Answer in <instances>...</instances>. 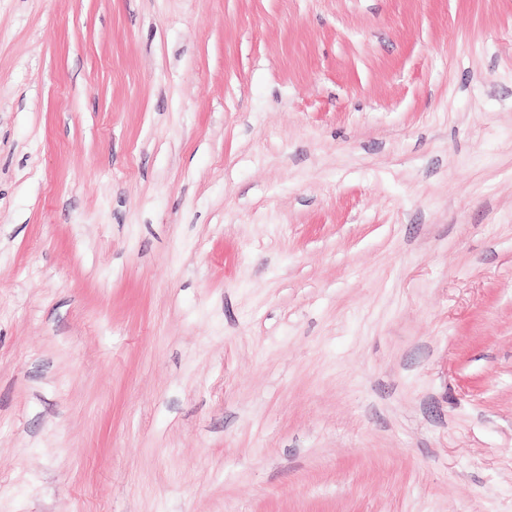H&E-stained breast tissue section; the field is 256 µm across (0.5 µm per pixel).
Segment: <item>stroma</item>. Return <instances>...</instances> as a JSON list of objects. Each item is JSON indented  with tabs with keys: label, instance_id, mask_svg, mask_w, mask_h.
<instances>
[{
	"label": "stroma",
	"instance_id": "1",
	"mask_svg": "<svg viewBox=\"0 0 512 512\" xmlns=\"http://www.w3.org/2000/svg\"><path fill=\"white\" fill-rule=\"evenodd\" d=\"M0 512H512V0H0Z\"/></svg>",
	"mask_w": 512,
	"mask_h": 512
}]
</instances>
